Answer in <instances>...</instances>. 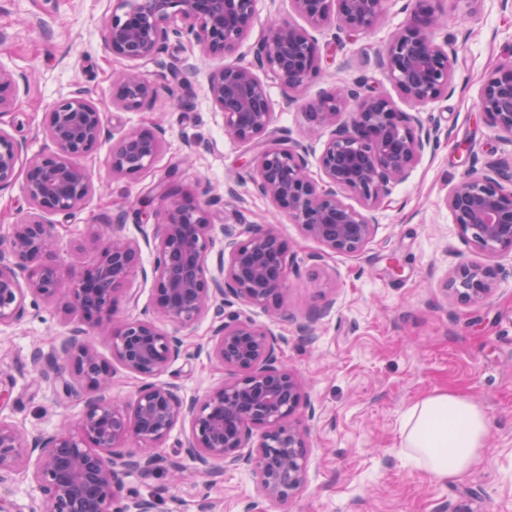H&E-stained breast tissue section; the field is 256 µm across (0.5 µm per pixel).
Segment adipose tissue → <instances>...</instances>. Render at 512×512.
I'll list each match as a JSON object with an SVG mask.
<instances>
[{
  "instance_id": "ef3b65f1",
  "label": "adipose tissue",
  "mask_w": 512,
  "mask_h": 512,
  "mask_svg": "<svg viewBox=\"0 0 512 512\" xmlns=\"http://www.w3.org/2000/svg\"><path fill=\"white\" fill-rule=\"evenodd\" d=\"M489 419L471 399L454 392H433L406 411L402 448L408 461L432 479L447 483L478 462Z\"/></svg>"
}]
</instances>
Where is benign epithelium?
<instances>
[{
  "mask_svg": "<svg viewBox=\"0 0 512 512\" xmlns=\"http://www.w3.org/2000/svg\"><path fill=\"white\" fill-rule=\"evenodd\" d=\"M313 29L330 23L348 37L363 34L380 19L384 0H292ZM441 0H406L410 21L375 59L413 105L424 107L448 94L453 52L436 40L447 25ZM256 0H114L103 40L112 54L129 61L168 67L160 55L171 38L185 37L208 57L233 56L255 20ZM316 38L286 18L271 17L254 50V63H226L209 73L208 88L224 116L225 131L255 148L249 160L258 192L305 233L334 254H358L372 239V211L401 181L430 142L417 116L398 111L386 96L360 78L308 104L311 122L331 131L318 159L320 176L308 167V147L270 140L273 121L266 85L255 69L267 68L286 94L298 92L317 72ZM25 78L0 66V116L16 106ZM112 104L125 111L150 109L158 87L134 71L114 80ZM479 111L496 131L512 137V64L496 67L484 80ZM103 110L77 88L55 102L44 133L53 149L33 157L26 173L29 214L0 237V325L22 320L27 297L60 299L77 322L59 346L35 351L39 381L61 386L65 399H84L73 428L30 435L0 419V485L28 467L39 492L31 512H156L152 497L123 493L131 473L166 472L181 480L186 467L163 445L179 423L189 435L181 453L196 474L214 484L226 468L246 466L266 500L285 504L307 480V444L300 410L315 414L302 387L283 363L279 340L258 326L247 309L270 306L284 288L289 250L273 225H253L243 239L223 229L216 248L215 216L200 203L180 197L173 182L149 188L165 220L144 242L120 233L123 216L112 219L106 239L95 235L84 247L97 253L90 268L75 270L56 257L64 225L48 215H70L93 190L82 163L104 130ZM25 142L0 130V189L17 178ZM162 150L160 133L138 129L112 144V172L137 176L153 166ZM512 173L501 163L468 172L450 191L448 211L464 240L489 252L512 251ZM357 197L363 209L346 203L339 191ZM152 248L153 317L118 327L110 317L118 292L142 268V246ZM218 250L216 271L208 256ZM495 288L489 265L463 263L445 290L462 302L478 303ZM240 309L229 314L225 308ZM211 317L216 323L206 353L230 378L203 396L186 397L172 382H159L187 356L181 330ZM174 326L163 332L156 321ZM99 330L112 360L142 381L130 404L112 399L110 366L86 340L84 325Z\"/></svg>",
  "mask_w": 512,
  "mask_h": 512,
  "instance_id": "1",
  "label": "benign epithelium"
}]
</instances>
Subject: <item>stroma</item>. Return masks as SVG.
Segmentation results:
<instances>
[{"label": "stroma", "mask_w": 512, "mask_h": 512, "mask_svg": "<svg viewBox=\"0 0 512 512\" xmlns=\"http://www.w3.org/2000/svg\"><path fill=\"white\" fill-rule=\"evenodd\" d=\"M113 0H0V65L25 74L28 84L20 105L0 116V129L22 138V163L48 151L43 131L50 106L75 87H84L104 109L105 134L85 164L94 190L71 217L55 216L66 229L58 254L66 264L92 266L96 254L82 243L123 215L121 232L141 239L159 218L140 204L147 186L175 177L199 203L211 200L223 225L243 231L270 224L293 259L286 286L276 301L282 315L271 318L250 308L253 320L282 341V359L299 379L314 418H302L307 434L308 474L303 490L287 505H274L257 493L246 468L225 470L219 483L198 480L172 484L167 474L150 479L131 474L125 489L155 498L157 512H197L209 498L212 512H512V251L496 255L466 242L448 211L446 199L471 168L491 160L512 164V138L498 135L477 108L481 86L499 64L512 62V9L501 0H442L456 59L452 91L425 106L418 117L432 134L430 147L409 176L392 186L376 210V231L358 255L332 254L306 235L300 225L276 213L249 179L251 146L233 139L208 92L212 61L197 46L170 42L162 58L196 59L188 86L154 64L131 65L112 56L102 38ZM405 0H386L376 26L335 41L333 28L316 31L321 50L319 71L294 99L267 70L259 77L268 87L276 137L307 145L310 170L330 132L313 131L304 106L333 92L337 85L365 78L374 92L389 97L400 111L411 106L375 67L374 60L407 23ZM299 22L290 0H257L256 19L236 54L251 64L254 47L268 18ZM162 92L152 110L113 108V80L130 68ZM165 130L163 150L145 176L112 172V143L124 132ZM491 265L496 288L484 301L465 303L446 294L444 283L459 264ZM137 303H129V296ZM329 304L313 338L297 331L311 308ZM154 291L141 274L130 277L112 312L114 321L151 315ZM71 316L57 303H27L20 322L0 326V381L11 384L0 418L36 434L77 423L82 400H59L52 384L37 383L35 348L57 345ZM211 334L204 319L188 329L190 359L163 374L184 393L200 395L228 379L202 347ZM451 390L475 401L487 414L490 429L479 464L460 479L433 481L411 466L401 452L406 410L419 398Z\"/></svg>", "instance_id": "1"}]
</instances>
